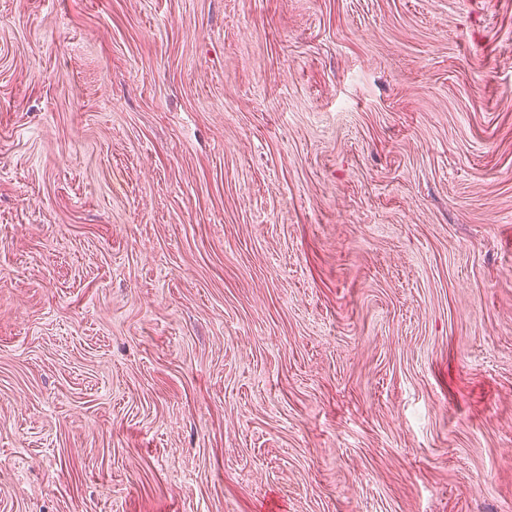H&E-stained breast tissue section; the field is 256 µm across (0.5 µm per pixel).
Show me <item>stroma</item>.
<instances>
[{"mask_svg": "<svg viewBox=\"0 0 512 512\" xmlns=\"http://www.w3.org/2000/svg\"><path fill=\"white\" fill-rule=\"evenodd\" d=\"M0 512H512V0H0Z\"/></svg>", "mask_w": 512, "mask_h": 512, "instance_id": "obj_1", "label": "stroma"}]
</instances>
